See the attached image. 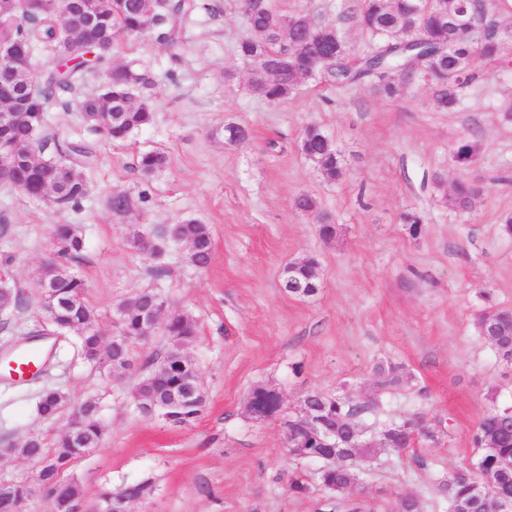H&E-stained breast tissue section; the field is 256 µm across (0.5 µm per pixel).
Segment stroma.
<instances>
[{"label":"stroma","instance_id":"35a3bbf8","mask_svg":"<svg viewBox=\"0 0 512 512\" xmlns=\"http://www.w3.org/2000/svg\"><path fill=\"white\" fill-rule=\"evenodd\" d=\"M271 3L336 25L354 55L374 47L357 0ZM185 11L178 48L146 35L112 49L111 63L137 58L156 75L154 122L126 143L92 132L77 100L48 104L50 133L94 151L79 210H56L0 183V257H11L6 278L26 297L24 309L0 313V349L40 330L34 275L55 257V226L77 225L84 249L71 269L87 285L102 333H112L114 304L155 291L167 311L197 323L189 355L206 399L189 427L138 417L129 375L95 370L58 342L52 386L75 404L95 400L105 433L72 469L86 501L149 477L155 492L134 512H314L326 496L319 485L305 499L287 488L290 472L314 463L290 459L280 417L256 422L246 412L250 392L265 387L281 394L287 413L310 391L369 401L360 426L373 433L421 419L439 440L374 449L351 496L372 512H393L406 495L421 512H448L442 485L475 462L477 422L490 408L512 407V364L478 329L480 314L512 308V236L502 228L512 216V48L479 61L450 112L436 108L421 79L391 98L364 84L307 80L271 104L254 94L237 53L247 28L235 0H185ZM228 122L247 127L249 138L225 143ZM311 123L339 149L342 180L325 182L299 153ZM464 140L477 151L462 169L453 152ZM152 149L167 162L145 177L135 164ZM460 179L480 190L464 212L446 201ZM303 192L317 198L316 211L294 209ZM117 195L128 198L127 211L113 210ZM408 213L420 218L419 234L404 222ZM188 218L209 227L207 267L191 265L182 245L152 259L132 244L134 232L152 236ZM326 219L336 229L329 240L319 233ZM310 256L320 263L318 293L288 295L285 266ZM155 265L161 276L151 274ZM392 365L402 383L380 388L379 369ZM36 394L0 381V480L31 478L16 447L67 425L39 417Z\"/></svg>","mask_w":512,"mask_h":512}]
</instances>
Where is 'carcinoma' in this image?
<instances>
[{"label": "carcinoma", "mask_w": 512, "mask_h": 512, "mask_svg": "<svg viewBox=\"0 0 512 512\" xmlns=\"http://www.w3.org/2000/svg\"><path fill=\"white\" fill-rule=\"evenodd\" d=\"M467 5L471 13L481 9L490 12L507 8V0H429L426 11L416 15L408 8V0H359L360 24L379 39L368 54L354 56L346 45L330 60L311 73L295 69V50L287 30H300L317 38L323 26L307 11L283 13L273 8L270 0H252L249 33L237 46L238 55L249 61L255 56H270L276 60L277 73L255 68L250 86L262 99L280 102L292 96L305 79H320L336 84L368 82L381 96L393 97L399 92L396 81H410L421 76L433 84L436 106L441 111L454 110L465 84L475 77L477 60L500 57L504 54L502 38L475 41L470 34L442 29L435 16L443 9L453 11ZM92 6L97 22L74 36L63 23L64 15L83 6ZM184 15L182 0H49L48 9L30 10L23 0H0V37L10 41L15 49L26 52L43 47L62 58L69 57L72 38L81 45H94L108 51L122 37H137L149 32L162 44L176 39ZM97 66L78 65L64 73L48 76L38 96L17 104L14 123L0 126V165H12L19 182L18 190L36 201H49L60 209H78L88 188L86 169L92 151L78 142L32 138V133L46 127L45 109L51 100L68 101L77 94ZM112 83L96 94L81 100L84 119L91 130L102 133L113 142H121L133 133L150 125L153 110L142 92L152 84L144 68L131 59L110 68ZM54 141L60 161L45 163L38 154L49 141ZM301 155L311 161L322 178L330 183L341 180L344 167L333 140L316 125L303 130L298 144ZM166 156L146 151L138 156L137 168L149 177L163 168ZM480 190L462 179L448 195V206L466 210ZM180 244L188 246L189 262L198 268L208 266L213 252L212 237L207 225L196 219H186L173 225ZM58 259L40 269L39 289L48 288L59 303L44 311L45 328L35 334L44 338L53 333L70 340L73 352L110 374L129 372L136 367L135 348L139 336L161 335L165 348L151 356L142 368L145 372L135 378L132 386L134 405L152 400L162 402L186 391L194 399L168 411L165 421L173 426L191 425L203 412L205 393L197 366L188 350L197 337V325L188 313H168L149 327L145 312L164 302L151 291H142L113 306L114 334L106 340L97 328L98 315L89 305L84 281L71 271L68 262L84 247L83 239L70 224L57 226L55 231ZM283 288L299 298L315 296L320 288V264L314 257L291 262L284 268ZM23 295L5 286L0 292V311L19 308ZM481 334L507 362H512V310H490L479 318ZM37 413L45 419L62 415L70 405L68 395L46 386L37 394ZM303 401L312 413L313 422L302 425L300 414L283 417L288 435L305 442L309 452L318 454L323 448L325 433L336 431V464L314 474L297 471L288 479V492L299 499L309 495L316 483L331 490V497L316 508L323 512H361V506L350 498L357 484L353 462L367 456L374 445L390 448H409L424 438L435 441L438 436L420 428V421L407 420L384 429L377 437L367 440L354 418L370 409L365 400L340 399L311 391ZM99 406L86 400L75 409L67 431L53 440L39 435L29 437L17 453L42 462L29 480L0 481V512H22L34 497L51 504V512H69V501L83 496L79 482L70 474L73 463L99 447L104 429L98 419ZM477 449L476 470L462 469L445 483L448 512H490L485 488L494 499L512 498V409L492 408L477 423L472 433Z\"/></svg>", "instance_id": "carcinoma-1"}]
</instances>
